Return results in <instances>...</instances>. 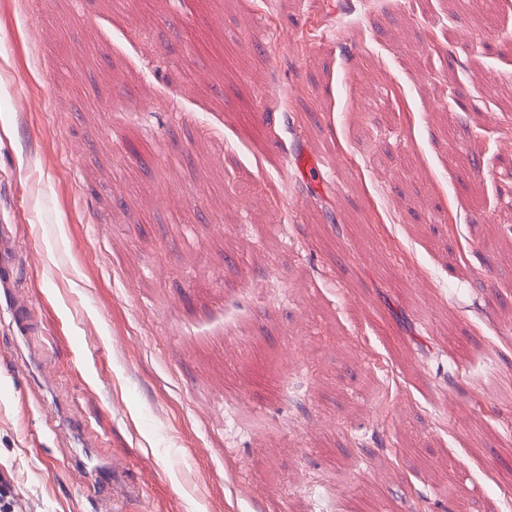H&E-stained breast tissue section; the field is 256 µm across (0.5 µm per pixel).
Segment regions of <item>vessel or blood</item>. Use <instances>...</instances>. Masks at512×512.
Wrapping results in <instances>:
<instances>
[{
  "label": "vessel or blood",
  "instance_id": "vessel-or-blood-1",
  "mask_svg": "<svg viewBox=\"0 0 512 512\" xmlns=\"http://www.w3.org/2000/svg\"><path fill=\"white\" fill-rule=\"evenodd\" d=\"M17 235L12 225L0 226V298L6 310L14 334L27 339L33 333L31 303L15 291L18 278L16 263ZM75 444L100 450L104 460L102 467L82 471L84 493L94 512H126L128 504L136 502L140 493L132 482L123 458L105 449L99 434L88 420L80 419L69 425Z\"/></svg>",
  "mask_w": 512,
  "mask_h": 512
}]
</instances>
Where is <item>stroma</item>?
Instances as JSON below:
<instances>
[{"instance_id": "35a3bbf8", "label": "stroma", "mask_w": 512, "mask_h": 512, "mask_svg": "<svg viewBox=\"0 0 512 512\" xmlns=\"http://www.w3.org/2000/svg\"><path fill=\"white\" fill-rule=\"evenodd\" d=\"M507 185L512 0H0L20 512H92L78 395L151 512H512ZM17 235L10 224L0 226V296L4 298L13 333L26 341L33 334L31 303L15 291Z\"/></svg>"}]
</instances>
